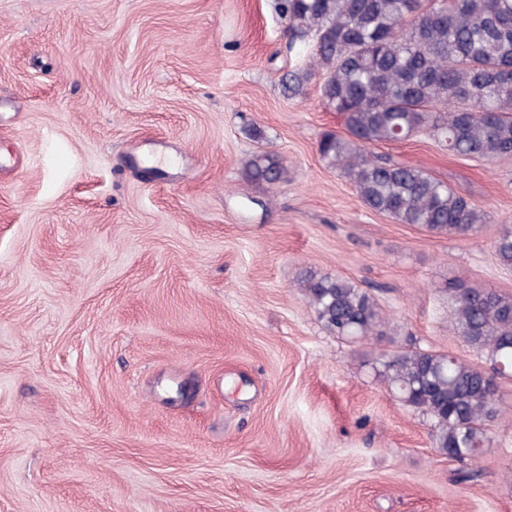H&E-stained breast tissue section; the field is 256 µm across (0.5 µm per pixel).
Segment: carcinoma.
I'll list each match as a JSON object with an SVG mask.
<instances>
[{"mask_svg": "<svg viewBox=\"0 0 512 512\" xmlns=\"http://www.w3.org/2000/svg\"><path fill=\"white\" fill-rule=\"evenodd\" d=\"M295 39L313 41L320 94L343 119L319 154L341 171L362 203L433 235L467 237L485 222L467 197L418 166L374 156L368 146L426 134L463 158L512 156V0H282ZM249 177L276 182L286 171L259 153ZM512 269V225L494 240ZM297 286L326 330L344 339L384 334L375 297L340 277L307 272ZM458 335L491 372L453 355L391 346L374 357L387 388L432 423L448 459L474 460L489 423L505 413L497 378L512 376V297L448 284Z\"/></svg>", "mask_w": 512, "mask_h": 512, "instance_id": "cac0c4a2", "label": "carcinoma"}]
</instances>
